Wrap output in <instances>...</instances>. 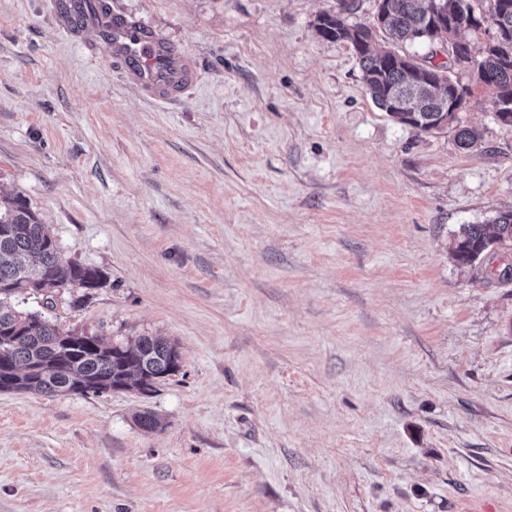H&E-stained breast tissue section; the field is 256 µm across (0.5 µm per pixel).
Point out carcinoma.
<instances>
[{
	"label": "carcinoma",
	"instance_id": "cac0c4a2",
	"mask_svg": "<svg viewBox=\"0 0 512 512\" xmlns=\"http://www.w3.org/2000/svg\"><path fill=\"white\" fill-rule=\"evenodd\" d=\"M384 32L399 46L425 47L420 32L429 25V6L448 18V29L458 37L475 16L472 0H383ZM488 17L506 34L474 46L470 66L474 86L498 104L512 106V0H489ZM318 36L347 42L355 48L366 89L373 103L394 122L430 134L455 125L456 143L463 150L477 147L481 133L462 126L457 115L444 111L447 97L439 95L427 72L408 68L373 48L370 28L347 23L345 16H330L315 25ZM405 100L414 112H392L389 101ZM512 249V211H500L477 223L465 224L454 238L450 254L457 266L472 267L492 247ZM99 270L65 261L24 197H0V392L42 395L73 392L101 394L135 390L151 393L162 379L179 368L176 347L161 336H140L133 343L65 331L37 312L16 310L9 300L44 286L45 303L76 285L100 287Z\"/></svg>",
	"mask_w": 512,
	"mask_h": 512
}]
</instances>
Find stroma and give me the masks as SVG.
<instances>
[{"instance_id":"1","label":"stroma","mask_w":512,"mask_h":512,"mask_svg":"<svg viewBox=\"0 0 512 512\" xmlns=\"http://www.w3.org/2000/svg\"><path fill=\"white\" fill-rule=\"evenodd\" d=\"M107 2L198 78L154 103L60 0H0V196L105 278L15 306L180 369L0 393V512H512V283L450 255L512 210L491 99L470 152L393 122L315 32L337 0Z\"/></svg>"}]
</instances>
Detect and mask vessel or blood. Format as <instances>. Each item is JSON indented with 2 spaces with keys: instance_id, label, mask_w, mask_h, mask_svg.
<instances>
[{
  "instance_id": "1",
  "label": "vessel or blood",
  "mask_w": 512,
  "mask_h": 512,
  "mask_svg": "<svg viewBox=\"0 0 512 512\" xmlns=\"http://www.w3.org/2000/svg\"><path fill=\"white\" fill-rule=\"evenodd\" d=\"M75 22L98 33L128 80L151 99L175 100L195 79L190 55L157 37L148 25L112 13L107 0H82Z\"/></svg>"
}]
</instances>
